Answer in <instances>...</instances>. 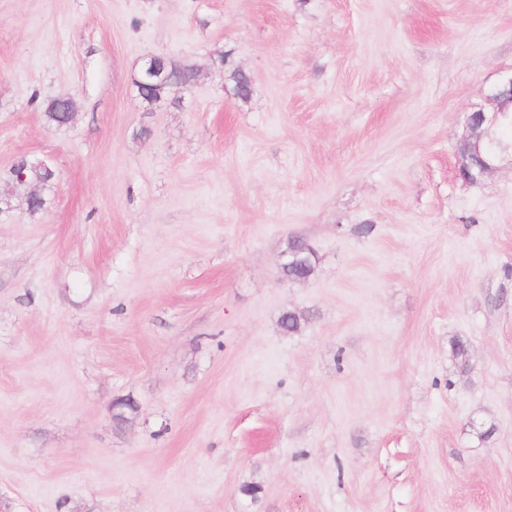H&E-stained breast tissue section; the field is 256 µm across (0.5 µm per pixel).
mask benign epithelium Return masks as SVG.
<instances>
[{"label":"benign epithelium","instance_id":"obj_1","mask_svg":"<svg viewBox=\"0 0 512 512\" xmlns=\"http://www.w3.org/2000/svg\"><path fill=\"white\" fill-rule=\"evenodd\" d=\"M164 56L151 55L142 66V75L148 80H164L168 75L159 67ZM487 100L493 105V111L481 109L466 114L467 134L461 141V176L470 182L477 181L496 169L499 163H512V143H493V132L504 123L512 124V74L503 77L493 85Z\"/></svg>","mask_w":512,"mask_h":512}]
</instances>
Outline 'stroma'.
Returning <instances> with one entry per match:
<instances>
[{"label": "stroma", "mask_w": 512, "mask_h": 512, "mask_svg": "<svg viewBox=\"0 0 512 512\" xmlns=\"http://www.w3.org/2000/svg\"><path fill=\"white\" fill-rule=\"evenodd\" d=\"M511 72L512 0H0V512H512ZM164 56L162 55H151L147 57L142 66V75L148 80L159 79L164 80L168 78V74L164 73V70L159 67V63H164ZM169 73L171 80L167 79L165 82H155L153 85L141 87L138 85V89L143 98H149L151 100H164L169 92L173 90V83L180 81L189 82L193 69L186 66L178 65L175 61L170 59ZM486 97L493 105V111L468 112L465 118L467 134L460 144V173L470 182L495 170L498 163L508 161L512 164V72L493 85ZM506 122L511 125L502 126ZM497 128V139L502 142L494 144L491 136ZM486 144L491 146L487 150L491 156L484 154ZM76 102L73 99H53L45 106V116L49 124L55 127L66 126L69 122L68 119L72 120L74 113L69 115L68 112H75ZM295 246V242L292 241L290 243L289 250L285 254H283L282 261L280 263V267H282L288 262V267L282 268L283 276L286 277L288 280H292L297 277L305 275L307 272L311 271V267L314 269V254L311 248L308 249L307 252L303 255L307 264L304 263L303 261L298 260H295L294 263H292V260L288 261V256L291 255V249L294 248Z\"/></svg>", "instance_id": "35a3bbf8"}]
</instances>
